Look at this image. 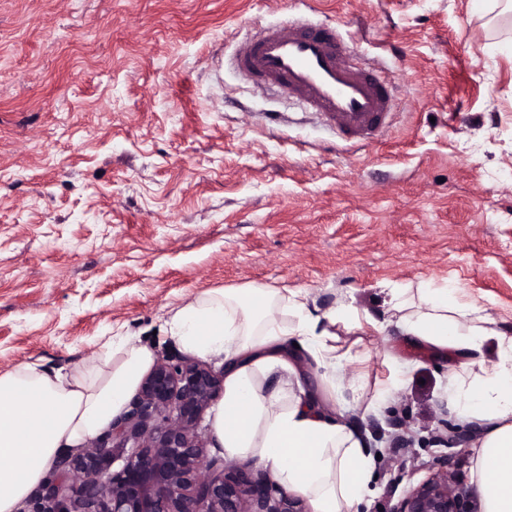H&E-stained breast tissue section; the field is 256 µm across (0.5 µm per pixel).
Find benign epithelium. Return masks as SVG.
Wrapping results in <instances>:
<instances>
[{"mask_svg":"<svg viewBox=\"0 0 512 512\" xmlns=\"http://www.w3.org/2000/svg\"><path fill=\"white\" fill-rule=\"evenodd\" d=\"M223 391L224 376L199 360L157 362L106 438L59 459L42 487L46 512H311L307 499L250 464L208 459L198 425ZM442 428L438 443L450 449L473 437L468 428ZM117 459L122 465L114 470ZM393 512L473 510L444 457Z\"/></svg>","mask_w":512,"mask_h":512,"instance_id":"benign-epithelium-1","label":"benign epithelium"}]
</instances>
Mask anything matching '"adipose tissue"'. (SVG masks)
<instances>
[{
    "label": "adipose tissue",
    "instance_id": "ef3b65f1",
    "mask_svg": "<svg viewBox=\"0 0 512 512\" xmlns=\"http://www.w3.org/2000/svg\"><path fill=\"white\" fill-rule=\"evenodd\" d=\"M309 303L302 290L286 297L266 288L206 292L175 303L165 330L188 353L226 363L223 396L210 408L214 447L270 466L312 512H360L371 493L372 456L341 412L307 394L285 343L296 337L333 375L344 358L329 344L332 326L353 330L362 322L349 306L320 314ZM389 311L404 335L455 349L472 372L469 382L454 383L453 398L486 426L476 450L484 512H512V336L486 309L456 303L444 288L419 289L412 301L391 289ZM489 342L492 357L483 354ZM154 361L148 346L118 332L69 372L25 363L0 373V512H17L63 450L111 427Z\"/></svg>",
    "mask_w": 512,
    "mask_h": 512
}]
</instances>
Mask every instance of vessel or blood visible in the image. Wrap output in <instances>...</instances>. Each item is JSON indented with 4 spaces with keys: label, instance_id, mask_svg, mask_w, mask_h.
<instances>
[{
    "label": "vessel or blood",
    "instance_id": "vessel-or-blood-1",
    "mask_svg": "<svg viewBox=\"0 0 512 512\" xmlns=\"http://www.w3.org/2000/svg\"><path fill=\"white\" fill-rule=\"evenodd\" d=\"M346 48L338 29L302 16L243 41L232 64L256 86L277 85L302 100L341 140L365 147L388 130L394 96L375 70L348 63Z\"/></svg>",
    "mask_w": 512,
    "mask_h": 512
}]
</instances>
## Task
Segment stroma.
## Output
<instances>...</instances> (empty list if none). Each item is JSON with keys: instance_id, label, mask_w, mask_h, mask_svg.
I'll use <instances>...</instances> for the list:
<instances>
[{"instance_id": "1", "label": "stroma", "mask_w": 512, "mask_h": 512, "mask_svg": "<svg viewBox=\"0 0 512 512\" xmlns=\"http://www.w3.org/2000/svg\"><path fill=\"white\" fill-rule=\"evenodd\" d=\"M486 4L0 0V372L70 369L110 331L180 356L162 325L181 296L253 286L378 321L389 289L447 288L512 333V17ZM301 11L398 100L368 147L211 63ZM333 331L364 360L334 383L309 363L304 386L335 388L376 455L367 512H391L441 454V421L484 425L453 405L455 350Z\"/></svg>"}]
</instances>
